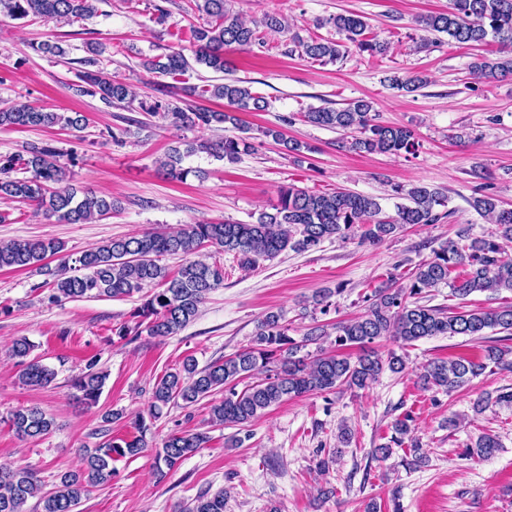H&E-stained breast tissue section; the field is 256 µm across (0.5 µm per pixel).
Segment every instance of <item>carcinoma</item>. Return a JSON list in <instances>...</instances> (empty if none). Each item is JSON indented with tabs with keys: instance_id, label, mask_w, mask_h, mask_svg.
I'll list each match as a JSON object with an SVG mask.
<instances>
[{
	"instance_id": "cac0c4a2",
	"label": "carcinoma",
	"mask_w": 512,
	"mask_h": 512,
	"mask_svg": "<svg viewBox=\"0 0 512 512\" xmlns=\"http://www.w3.org/2000/svg\"><path fill=\"white\" fill-rule=\"evenodd\" d=\"M99 0H0L17 19L33 16L44 20L78 21L97 15ZM452 10L428 15L418 20L426 31L448 35V41L478 45L491 36L500 45L499 56L476 58L468 67L471 79L491 81L512 75V0H452ZM206 16L192 27L193 56L181 49L165 55V60L146 59L142 66L150 72L171 77L184 74L192 64L224 71V48L231 45L249 47L260 42L257 28L242 22L228 8V0H188L187 9ZM330 23L344 36V41L319 37L304 39L293 36L295 48L315 60L335 62L345 56L349 46L361 52L384 53L388 46L365 36L369 23L357 14L334 16ZM77 92L100 96L109 104H131L136 94L122 81L104 71L77 72ZM390 85L407 93L427 83L419 73L387 78ZM210 96L223 99L234 108L218 112L190 103L179 106L170 101H140L139 109L148 115H160L175 127L212 128L227 124L239 131L216 141H192L185 149L174 148L159 161L168 178L182 181L204 172L182 166L184 158L206 153L216 160L235 162L252 148L250 129L237 117L239 111L262 112L269 102L257 96L238 80L211 85ZM303 120L318 127L338 129L351 135L344 147L359 153L400 155L415 151V134L406 126L383 124L373 112L372 102L358 99L343 108L317 107L303 113ZM81 132L87 119L80 114L48 112L26 104L0 108V128L53 127ZM263 135L289 152L302 155L310 147L288 139L279 127L263 130ZM20 176H15V173ZM67 168L60 162V152L49 143L29 144L19 154L0 155V198L35 206L44 217L68 224H87L112 214L117 203L112 197L92 189H77L66 184ZM408 203L395 205V214L387 215L378 198L346 189L331 192L310 191L295 185L279 191L274 213H263L255 223L238 222L183 224L169 231L148 230L124 238H112L90 247L74 260L63 255L65 245L53 239L14 240L0 243V269L34 268L51 277L50 299L55 302L79 298H121L140 295L141 303L132 312L135 326L122 325L116 335L146 331L150 336L167 337L186 327L199 313L207 296L224 283V267L205 259H190L209 245L237 256L240 263L253 268L261 259L273 258L292 250L305 252L326 240H349L355 236L379 244L408 225L437 224L450 212L436 207L447 203V196L437 188L419 183L404 193ZM472 206L495 226L487 236L459 235V241L433 250V256L418 265L407 286L376 288L364 297L365 311L352 319L330 326L317 325L307 333L306 341H315L336 333L338 347H358L362 353L351 359L321 353L308 361L297 356L299 345L288 336V321L283 311H269L257 322L250 345L222 361L198 368L192 357L180 368L165 373L154 385L149 417L156 419L163 408L183 404L189 407L209 399V423L236 427L259 418L272 406L290 398L314 394H334L341 389L366 390L386 370L398 374L406 361L389 353L382 358L369 345L382 338H392L404 345L434 336H481L486 331L512 335V304L478 310H445L422 303L423 295L440 285L451 294L466 300L477 292L512 293V256L501 241L512 242V208L504 207L490 194L473 198ZM61 255L58 267L51 268L47 259ZM165 256H182L185 263L176 274L161 264ZM33 344L17 338L10 346L11 356L23 366L20 380L32 387H46L57 373L30 358ZM507 351L488 346L479 360L458 357L434 360L420 374L422 387L449 393L485 373L489 364L511 368L505 360ZM90 362L86 371L73 383L74 397L86 407L98 401L106 375ZM243 388H238L239 384ZM413 419L406 413L391 424L392 434L386 444L373 449L382 459L392 456V449L410 442L400 465L417 469L427 462L412 437ZM138 436L131 440L110 438L96 448H86L77 471L58 475L51 488L29 466L0 467V512H28L29 500H37L40 512H78L94 488L116 476L112 462L117 457H135L148 450L146 434L150 425L138 415L133 421ZM9 425L22 440L38 439L53 431V418L37 407L12 411ZM209 442L205 432H172L162 446L154 449L153 468L159 478L175 471L187 458ZM502 449L499 438L484 433L464 449L466 457L489 459ZM224 492L199 493L181 512H224Z\"/></svg>"
}]
</instances>
